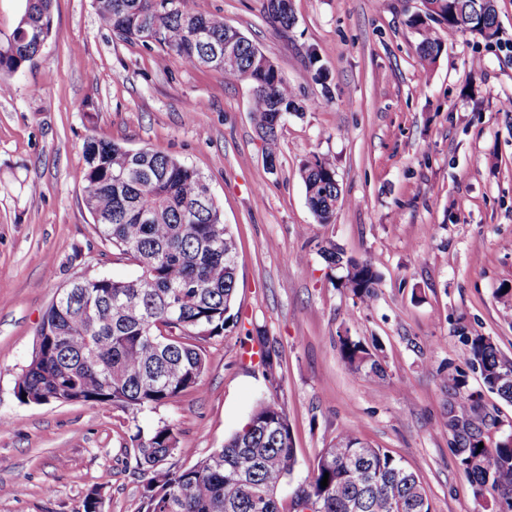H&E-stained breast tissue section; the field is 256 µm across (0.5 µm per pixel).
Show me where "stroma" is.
<instances>
[{"instance_id":"stroma-1","label":"stroma","mask_w":512,"mask_h":512,"mask_svg":"<svg viewBox=\"0 0 512 512\" xmlns=\"http://www.w3.org/2000/svg\"><path fill=\"white\" fill-rule=\"evenodd\" d=\"M264 52L303 115L278 128L275 166L251 112L250 87L160 48L115 36L94 0H53L51 35L0 95V512H82L102 490L103 512H139L142 480L130 424L173 426L190 447L183 468L223 447L269 391L288 415L296 464L290 503L341 428L401 459L435 512H494L475 495L445 426L460 372L512 433V402L485 391L458 328L490 337L512 361V0H497L499 37L446 40L433 64L407 24L422 0H293L282 30L264 0H196ZM150 147L207 180L237 245L234 327L205 342L198 389L130 415L112 405L26 404L15 383L35 329L60 288L138 268L103 244L85 206L87 135ZM336 162V220H314L303 162ZM333 242L381 275L362 304L335 286L319 253ZM378 342L380 381L342 360V336ZM279 356L268 379L253 353Z\"/></svg>"}]
</instances>
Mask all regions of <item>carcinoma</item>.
Returning <instances> with one entry per match:
<instances>
[{"instance_id":"cac0c4a2","label":"carcinoma","mask_w":512,"mask_h":512,"mask_svg":"<svg viewBox=\"0 0 512 512\" xmlns=\"http://www.w3.org/2000/svg\"><path fill=\"white\" fill-rule=\"evenodd\" d=\"M427 2L423 13L408 18L421 36L416 52L422 60L433 62L442 50L433 22L450 34L476 32L488 42L498 38L496 0ZM95 5L115 36L140 42L141 27L149 22L163 52L203 68L212 67L211 47L199 39L196 27H204L215 42L237 38L236 64L218 71L227 81L249 85L267 158L276 159V127L270 119L302 107L293 87L275 75L271 61L240 30L220 16L199 12L195 0H95ZM264 10L285 31L296 24L291 0H265ZM51 14L52 0H25L16 27L0 39V92L20 61L42 50L28 33ZM83 156V198L96 229L136 262L140 273L125 280L75 281L57 294L36 328L32 358L16 381L17 397L33 404H112L134 414L151 411L200 385L205 370L201 343L224 335L234 323L235 240L216 202L198 206L207 182L180 160L151 148L132 155L94 135L86 137ZM299 174L315 221L333 223L341 195L335 163L316 157ZM320 254L329 270L344 271L337 282L361 302L376 295L380 275L371 260L346 257L331 241ZM461 338L485 387L512 402V384L500 381L507 362L495 344L479 333ZM339 350L355 371L385 378L376 345L341 336ZM449 381L460 389L446 421L459 465L476 493L491 488L500 512H512V438L493 448L486 445L496 416L480 396L462 390L463 374ZM129 439L143 480L140 512H283L279 492L293 471L296 448L275 389L223 447L188 467L167 465L179 449L189 447L167 424L147 433L137 426ZM302 486L303 496L292 499L293 512H303V498L313 512H433L415 473L389 452L361 441L350 427L321 452Z\"/></svg>"}]
</instances>
